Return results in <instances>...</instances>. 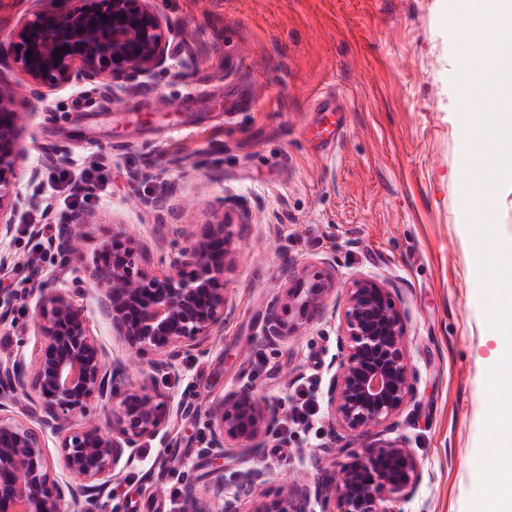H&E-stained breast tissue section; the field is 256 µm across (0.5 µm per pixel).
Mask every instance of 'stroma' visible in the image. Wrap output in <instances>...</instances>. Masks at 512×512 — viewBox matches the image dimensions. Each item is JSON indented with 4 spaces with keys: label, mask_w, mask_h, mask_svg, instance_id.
Here are the masks:
<instances>
[{
    "label": "stroma",
    "mask_w": 512,
    "mask_h": 512,
    "mask_svg": "<svg viewBox=\"0 0 512 512\" xmlns=\"http://www.w3.org/2000/svg\"><path fill=\"white\" fill-rule=\"evenodd\" d=\"M180 36L166 70L100 96L84 87L32 99L5 77L26 121L25 167L39 168L5 247L0 272V359L32 367L37 288H62L83 309L107 360L125 358L88 269L112 234L138 242L139 268L166 272L187 242L225 217L234 263L231 312L220 331L188 347L174 371L120 377L116 393L147 384L169 403L157 433L121 461L105 512H181L186 490L224 493L262 469L253 495L292 489L305 512H326L328 485L359 442L330 435L328 365L338 354L346 287L387 282L407 314L414 394L389 437L410 448L422 479L401 512H476V461L489 408L488 369L504 337L489 328L463 210V126L452 78L460 56L447 0H153ZM331 94L343 132L325 147L312 105ZM154 198L151 207L140 197ZM83 213V265L65 263L41 227ZM335 261L336 293L299 331L263 335L272 300L301 269ZM242 387L286 413L310 388V427L275 422L259 447L208 446L213 404Z\"/></svg>",
    "instance_id": "stroma-1"
}]
</instances>
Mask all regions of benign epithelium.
Listing matches in <instances>:
<instances>
[{
  "mask_svg": "<svg viewBox=\"0 0 512 512\" xmlns=\"http://www.w3.org/2000/svg\"><path fill=\"white\" fill-rule=\"evenodd\" d=\"M177 37L152 0H32V8L0 37V70L19 71L39 102L46 92L87 84L99 94L167 68L169 48ZM23 113L11 92L0 86V243L15 229L21 197L16 170L23 158L19 131ZM209 236L190 241L168 273L149 275L135 269V240L103 244L93 278L105 297L112 331L129 349L124 361L109 364L89 333L84 312L62 289L39 290L34 332L39 338L32 368L40 428L16 416L0 401V512H88L110 486L109 475L125 452L156 432L165 406L145 386L118 397L112 380L154 356L151 367H175L186 346L198 345L224 326L228 309L225 273L233 240L224 218L215 220ZM335 271L302 269L297 282L270 305L263 336L276 343L299 328L280 311L322 309L335 292ZM341 359L327 397L330 431L338 429L363 441L362 451L325 489L331 512H400L421 481L413 452L377 434L394 428L410 401L412 364L406 348L407 318L389 284L355 277L346 291L339 325ZM0 387L26 393L27 379L18 365L0 361ZM110 408L112 431L97 424L73 429L89 404ZM274 409L254 392L241 388L212 409L211 445L224 442L251 446L269 430ZM60 440L67 479L53 477L44 433ZM265 473L240 474L239 490L250 491ZM239 495L208 499L190 490L182 512H299L294 493L286 489L273 500H259L243 511Z\"/></svg>",
  "mask_w": 512,
  "mask_h": 512,
  "instance_id": "benign-epithelium-1",
  "label": "benign epithelium"
}]
</instances>
